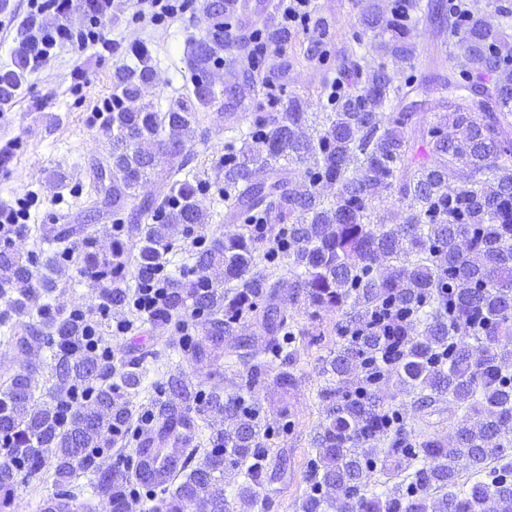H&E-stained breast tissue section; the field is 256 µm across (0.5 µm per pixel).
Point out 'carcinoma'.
<instances>
[{
  "label": "carcinoma",
  "mask_w": 512,
  "mask_h": 512,
  "mask_svg": "<svg viewBox=\"0 0 512 512\" xmlns=\"http://www.w3.org/2000/svg\"><path fill=\"white\" fill-rule=\"evenodd\" d=\"M219 2L203 0L209 29L190 43L186 100L164 111L141 102L154 78L144 47L113 77L124 106L106 119L110 174L95 171L103 206L123 210L162 157L170 160L161 174L167 192L138 205L110 256L85 253L80 272L108 281L100 298L123 309L176 238L209 223L187 146L201 111L216 109L224 129L239 134L240 147L230 143L224 155L223 197L224 222L240 228L193 253L148 320L183 333L182 355L197 365L237 354L248 366L244 385L225 396L207 393L187 384L169 359L166 387L178 402L157 394L152 424L136 434L137 466L119 468L112 448L128 447L114 438L135 424L132 398L146 369L116 365L114 354L100 360L85 341L92 309L80 319L54 303L68 286L64 251L36 279L34 257L3 239L0 300L23 322L0 319V347L26 354L30 367L0 375V507H17L19 487L47 482L53 492L42 512H89L84 493L106 500L110 512H128L133 499L141 512H237L240 502L258 503L275 465L258 391L294 386L290 368L305 350L297 337L308 335L298 309L340 316L323 359L322 419L302 512H512V47L481 13L450 23L481 99L448 102V113L427 127L419 161L400 130L412 113L387 114L403 89L384 64L330 110L313 97L290 96L242 130L263 85L249 74L228 88L210 80L224 48L244 47L224 32V7L233 0ZM418 9L417 0H405L384 16L372 4L360 24L393 63L408 64L415 54L409 20ZM31 61L23 39L11 63L0 65V104L19 96ZM293 164L306 165L304 175L282 176ZM461 169L467 175L459 179ZM392 189L405 203L399 224L378 211ZM36 231L48 244L73 248L85 225ZM284 292L288 308L261 306ZM196 324L205 332L197 341L185 333ZM245 326L258 329L260 344L240 353L233 336ZM38 360L48 367L42 378ZM383 381L414 395L420 409L446 396L464 419L448 439L417 435L377 396ZM377 466L386 480L372 487Z\"/></svg>",
  "instance_id": "1"
}]
</instances>
